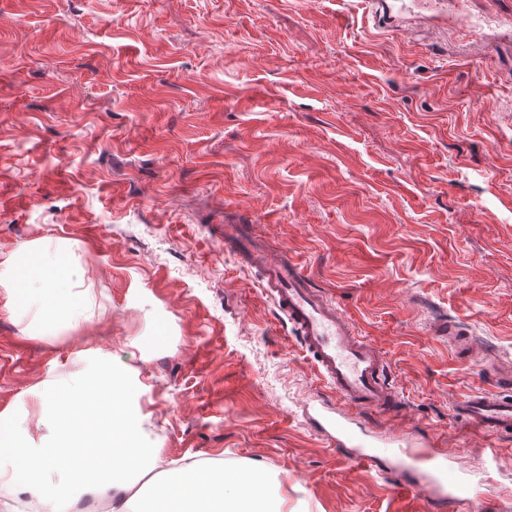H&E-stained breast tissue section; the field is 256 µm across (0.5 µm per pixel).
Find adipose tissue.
Segmentation results:
<instances>
[{"instance_id":"ef3b65f1","label":"adipose tissue","mask_w":512,"mask_h":512,"mask_svg":"<svg viewBox=\"0 0 512 512\" xmlns=\"http://www.w3.org/2000/svg\"><path fill=\"white\" fill-rule=\"evenodd\" d=\"M68 252L29 249L10 269L14 303L62 313L72 323L85 318L86 303L74 293ZM127 372L97 365L84 377L66 380L49 401L56 438L44 448L27 447L15 423L0 428V487L36 489L42 512H57L61 482L91 487L106 512H132L127 471L159 463V451L136 444L137 427L124 408ZM60 473L54 482L52 473ZM286 496L271 499L268 476L255 466L209 471L187 464L179 481L158 495L159 512H283Z\"/></svg>"}]
</instances>
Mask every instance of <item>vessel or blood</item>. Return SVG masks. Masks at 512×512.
Segmentation results:
<instances>
[{"instance_id": "1", "label": "vessel or blood", "mask_w": 512, "mask_h": 512, "mask_svg": "<svg viewBox=\"0 0 512 512\" xmlns=\"http://www.w3.org/2000/svg\"><path fill=\"white\" fill-rule=\"evenodd\" d=\"M225 241L239 246V259L248 266L266 265L265 288L279 311L296 330L316 371L336 397L342 415L330 423L337 447L346 451L352 465L374 464L376 457L365 446L370 437L367 424L372 413H392L399 403L396 392L385 385L384 361L377 349L355 336L349 320L324 295L308 288L296 261L283 257L267 264L263 250L251 247L244 226L224 229ZM486 388L459 399L455 413L488 435L512 433V365L495 358L484 363ZM428 457L408 463L399 449H392L389 470L403 491L451 499L461 487L453 469L430 472Z\"/></svg>"}]
</instances>
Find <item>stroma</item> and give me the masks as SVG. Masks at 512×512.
<instances>
[{
    "instance_id": "obj_1",
    "label": "stroma",
    "mask_w": 512,
    "mask_h": 512,
    "mask_svg": "<svg viewBox=\"0 0 512 512\" xmlns=\"http://www.w3.org/2000/svg\"><path fill=\"white\" fill-rule=\"evenodd\" d=\"M228 224L381 351L403 412L377 438L473 479L444 512H502L512 437L454 406L485 352L512 363V0H0V420L46 447L43 398L103 358L164 459L138 497L250 464L310 512H427L319 428L336 399ZM34 246L79 265L82 324L9 305Z\"/></svg>"
}]
</instances>
